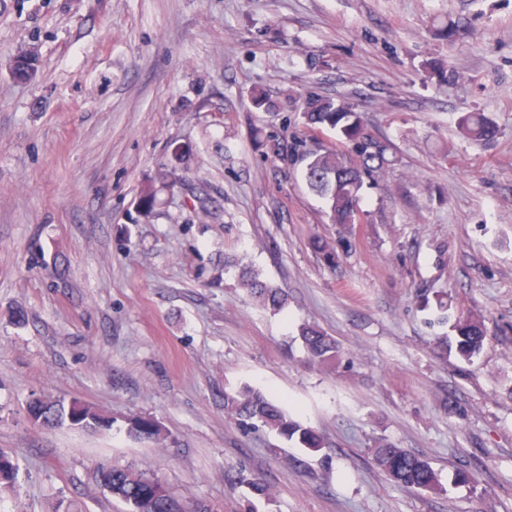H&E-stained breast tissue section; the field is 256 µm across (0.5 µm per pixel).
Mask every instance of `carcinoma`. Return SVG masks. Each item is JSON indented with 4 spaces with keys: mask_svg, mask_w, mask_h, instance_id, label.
Wrapping results in <instances>:
<instances>
[{
    "mask_svg": "<svg viewBox=\"0 0 512 512\" xmlns=\"http://www.w3.org/2000/svg\"><path fill=\"white\" fill-rule=\"evenodd\" d=\"M34 54H20L13 64L14 73L22 79L34 75ZM302 118L312 129L329 128L336 131L334 146H312L304 137L292 136L288 143V157L304 164V177L309 188L326 201L333 224H360L365 219L359 202L365 181L388 167L392 162L391 145L373 133L366 125L362 113L346 98H306L301 103ZM457 129L463 137L483 144L494 140L498 127L483 112H463L457 119ZM313 250L326 265L334 267L339 256L332 245L317 237L311 242ZM242 285L263 306L280 312L286 305L285 293L262 280L259 274L244 268L240 274ZM455 342H443V353L455 349L464 358L478 354L486 339V328L481 316L468 314L455 325ZM300 336L310 359L321 366L333 367L339 357L336 339L323 330L304 325ZM224 409L232 414L243 428L268 427L288 441L295 440L302 447L318 452L324 448L323 438L311 428L289 417L263 393L245 388L236 396L224 395ZM41 425L46 428L68 426L81 430L110 427L112 422L88 403L73 399H43L39 407ZM128 432L144 441H159L162 432L154 420L139 417L129 422ZM373 460L389 479L401 486L420 491L440 490L437 472L423 457L379 441L374 446ZM15 459L0 451V492L15 487L18 474ZM112 496L121 499L128 512L143 508L145 512H208L209 503L200 499L175 495L166 485L142 505L140 499L148 490L149 475L131 467H110Z\"/></svg>",
    "mask_w": 512,
    "mask_h": 512,
    "instance_id": "1",
    "label": "carcinoma"
}]
</instances>
